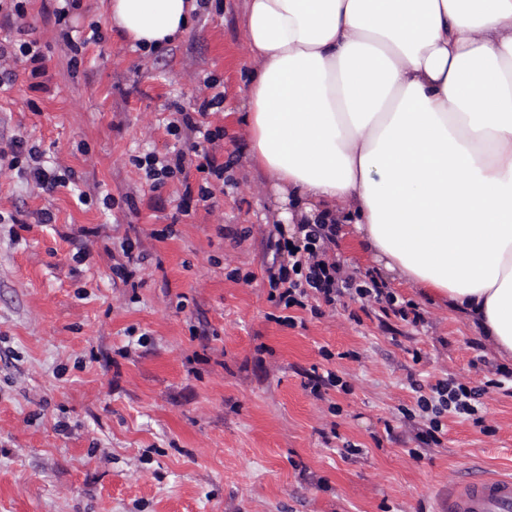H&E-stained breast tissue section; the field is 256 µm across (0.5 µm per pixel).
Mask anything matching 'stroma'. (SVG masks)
<instances>
[{"mask_svg": "<svg viewBox=\"0 0 512 512\" xmlns=\"http://www.w3.org/2000/svg\"><path fill=\"white\" fill-rule=\"evenodd\" d=\"M107 4L78 0L59 25L54 0H28L44 71L17 63L0 92V138L69 177L47 193L0 166V214L15 217L0 223V512H448L471 470L512 476L511 382L423 441L419 396L484 386L501 365L463 317L393 282L421 323L350 294L312 311L271 301L273 197L224 119L252 68L243 0H210L158 53L132 50ZM208 77L224 93L206 118L224 132L223 179L190 163L151 189L137 159L196 141L166 127ZM205 182L212 199L184 203ZM328 370L346 389L313 395Z\"/></svg>", "mask_w": 512, "mask_h": 512, "instance_id": "1", "label": "stroma"}]
</instances>
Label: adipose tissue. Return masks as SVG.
Listing matches in <instances>:
<instances>
[{"instance_id": "obj_1", "label": "adipose tissue", "mask_w": 512, "mask_h": 512, "mask_svg": "<svg viewBox=\"0 0 512 512\" xmlns=\"http://www.w3.org/2000/svg\"><path fill=\"white\" fill-rule=\"evenodd\" d=\"M162 50L196 0H108ZM241 121L285 224L348 225L512 362V0H244Z\"/></svg>"}]
</instances>
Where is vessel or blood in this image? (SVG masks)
<instances>
[{"mask_svg":"<svg viewBox=\"0 0 512 512\" xmlns=\"http://www.w3.org/2000/svg\"><path fill=\"white\" fill-rule=\"evenodd\" d=\"M448 512H512V477L474 476L448 496Z\"/></svg>","mask_w":512,"mask_h":512,"instance_id":"obj_1","label":"vessel or blood"}]
</instances>
